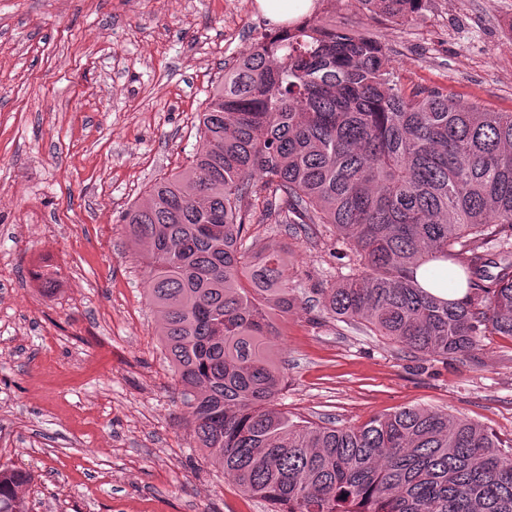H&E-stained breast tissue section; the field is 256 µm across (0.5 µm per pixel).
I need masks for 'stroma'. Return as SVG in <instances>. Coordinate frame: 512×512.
Instances as JSON below:
<instances>
[{
    "instance_id": "obj_1",
    "label": "stroma",
    "mask_w": 512,
    "mask_h": 512,
    "mask_svg": "<svg viewBox=\"0 0 512 512\" xmlns=\"http://www.w3.org/2000/svg\"><path fill=\"white\" fill-rule=\"evenodd\" d=\"M312 15L372 32L405 87L512 112V0H427L411 24L358 0H314ZM268 28L257 0H0V466L34 472L31 512H268L193 447L120 222L188 164L225 64ZM250 233L287 246L298 287L276 318L280 409L349 427L434 408L512 440L511 338L443 360L320 317L318 289L346 268L332 231Z\"/></svg>"
}]
</instances>
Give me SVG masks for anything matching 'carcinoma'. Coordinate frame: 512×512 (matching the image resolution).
Segmentation results:
<instances>
[{"mask_svg": "<svg viewBox=\"0 0 512 512\" xmlns=\"http://www.w3.org/2000/svg\"><path fill=\"white\" fill-rule=\"evenodd\" d=\"M361 2L408 23L427 0ZM197 133L188 166L121 223L146 247L147 298L211 463L272 512H512V443L475 422L403 407L327 427L277 408L273 314L296 287L287 247L248 243L257 215L332 228L358 264L319 289L320 312L418 354L512 338V112L407 89L371 33L306 17L224 66ZM429 262L466 281L463 299L419 285ZM32 480L0 467V512H30Z\"/></svg>", "mask_w": 512, "mask_h": 512, "instance_id": "1", "label": "carcinoma"}]
</instances>
